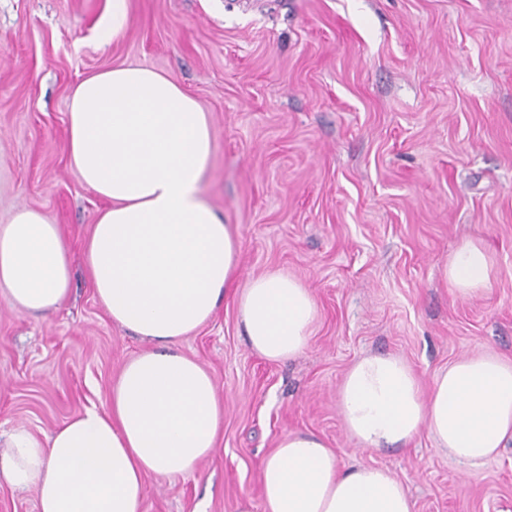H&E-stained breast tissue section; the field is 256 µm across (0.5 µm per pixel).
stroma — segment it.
<instances>
[{
    "label": "stroma",
    "instance_id": "1",
    "mask_svg": "<svg viewBox=\"0 0 512 512\" xmlns=\"http://www.w3.org/2000/svg\"><path fill=\"white\" fill-rule=\"evenodd\" d=\"M0 0V225L40 211L67 243L69 299L47 317L0 295V445L107 410L147 342L95 297L84 246L104 201L68 158L69 96L118 65L164 74L206 112L202 191L241 243L239 275L179 352L212 376L222 437L194 475L146 478L142 512H263L280 437L313 432L344 467L386 468L414 512H512V446L477 466L428 435L358 448L338 405L360 356L391 353L424 388L474 352L512 359V0ZM493 260L490 289L457 297L442 271L464 241ZM279 270L318 315L304 352L274 362L245 336L239 286Z\"/></svg>",
    "mask_w": 512,
    "mask_h": 512
}]
</instances>
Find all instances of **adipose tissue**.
I'll return each mask as SVG.
<instances>
[{
	"label": "adipose tissue",
	"instance_id": "ef3b65f1",
	"mask_svg": "<svg viewBox=\"0 0 512 512\" xmlns=\"http://www.w3.org/2000/svg\"><path fill=\"white\" fill-rule=\"evenodd\" d=\"M68 116L70 163L109 202L85 245L94 293L112 321L152 348L123 368L108 410H85L44 441L12 432L0 484L35 489L39 512H141L147 476L194 474L221 436L216 385L176 346L234 285L240 241L201 196L211 127L176 83L147 67L118 66L82 80ZM444 275L458 297L483 294L492 277L486 248L462 243ZM70 283L58 225L30 208L0 225V292L15 308L49 315ZM238 311L251 348L283 361L305 350L317 303L295 277L269 271L243 289ZM339 409L362 448H406L425 432L452 458L476 464L512 444V363L466 356L426 391L402 357L367 354L347 371ZM261 490L264 512H414L407 487L387 470L341 468L311 432L279 439Z\"/></svg>",
	"mask_w": 512,
	"mask_h": 512
}]
</instances>
